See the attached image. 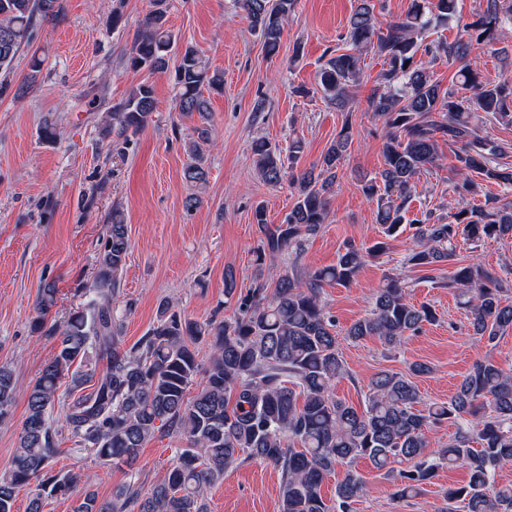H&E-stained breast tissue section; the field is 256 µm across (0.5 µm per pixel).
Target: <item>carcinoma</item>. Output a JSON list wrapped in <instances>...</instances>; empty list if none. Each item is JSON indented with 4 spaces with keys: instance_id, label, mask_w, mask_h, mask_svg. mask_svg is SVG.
<instances>
[{
    "instance_id": "cac0c4a2",
    "label": "carcinoma",
    "mask_w": 512,
    "mask_h": 512,
    "mask_svg": "<svg viewBox=\"0 0 512 512\" xmlns=\"http://www.w3.org/2000/svg\"><path fill=\"white\" fill-rule=\"evenodd\" d=\"M269 55L279 52L284 25L297 0H237ZM60 0H0V69L10 73L20 50L33 40L36 21L55 19ZM380 0H357L343 36L344 52L331 55L320 69L317 86L295 93H318L340 112L349 111L350 88L359 84L361 56L373 50L384 57L379 86L368 97L374 119L385 129L383 169L361 180L363 195L376 201L383 238L372 244L348 242L336 264L301 278L284 275L269 289L260 285L235 294L233 270L224 273V296L236 298L232 316L199 323L159 305L157 324L139 343L121 349L122 327L112 301L130 250L128 225L112 212L106 240L85 306L68 316L58 330L57 350L28 389L27 415L7 469L0 472V512H14L17 493L29 488L28 512H42L43 501L63 496L76 501L74 512H208L207 490L224 479V471L241 459L266 462L281 470L279 512H352L368 487L355 464L366 459L392 478L399 499L420 494L440 468L463 465L468 482L450 487L448 504L463 503L465 512H512V487L496 484V471L512 461V371L489 359L476 361L445 403L425 409L411 380L431 372L415 362L406 374L382 370L367 385L363 410L337 398L336 380L347 370L333 317L322 300L327 286H350L367 260L383 255L387 239L404 223L414 228L415 247L407 255L414 268L431 269L455 256L457 242L512 238V168L499 159L506 147L492 139L483 124H512V79L487 83L480 78L473 52L493 44L512 27V0H486L477 19L465 22L456 0H409L407 9L381 24ZM456 24L466 37L452 42L427 40L428 34ZM173 71L175 108L198 118L185 141L183 179L200 189L207 184L211 112L204 88L220 89L223 74L191 45L178 48L167 26L165 0L138 24L126 65L151 72ZM458 64L446 88L434 77L440 59ZM158 109L148 82L134 87L103 117V136L128 138L142 131ZM353 129L344 120L318 164L297 170L303 141L292 140L288 153L267 139L253 142L255 168L267 184L288 183L294 203L284 221L269 225L263 206L253 212L261 232L257 265L316 233L328 215ZM454 148L459 180L452 190L461 199L477 194V182L503 188L484 201L443 217L432 211L406 220L420 176L440 160V144ZM472 335L493 346L512 330V280L496 276L480 263L464 264L450 276ZM57 288H40L33 328L45 327L56 305ZM436 320L428 303H416L401 282L387 277L374 294L366 316L344 336L356 342L374 338L396 349L425 324ZM210 342L207 367L198 361L197 345ZM204 375L197 383L198 375ZM90 391L61 399L62 380ZM195 393H190V389ZM17 383L12 369L0 365V423L12 412ZM61 408L55 427L52 411ZM451 422L457 430L448 445L432 448L427 432ZM67 434L72 455H90L102 464L133 468L138 451L155 435H175L186 442L168 477L149 493L128 484L105 501L76 476L54 472ZM343 467L335 495L322 493L325 480Z\"/></svg>"
}]
</instances>
